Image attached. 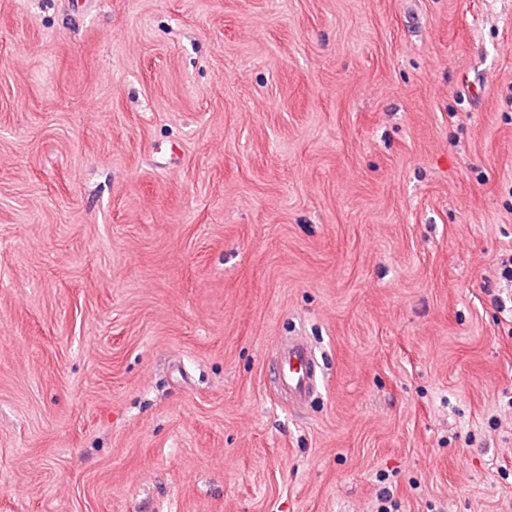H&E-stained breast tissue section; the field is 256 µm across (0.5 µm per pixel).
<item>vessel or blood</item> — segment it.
Returning <instances> with one entry per match:
<instances>
[{
  "mask_svg": "<svg viewBox=\"0 0 512 512\" xmlns=\"http://www.w3.org/2000/svg\"><path fill=\"white\" fill-rule=\"evenodd\" d=\"M269 377L275 394L298 409L317 392L323 371L314 350L297 336L277 345L269 364Z\"/></svg>",
  "mask_w": 512,
  "mask_h": 512,
  "instance_id": "b4317fda",
  "label": "vessel or blood"
}]
</instances>
